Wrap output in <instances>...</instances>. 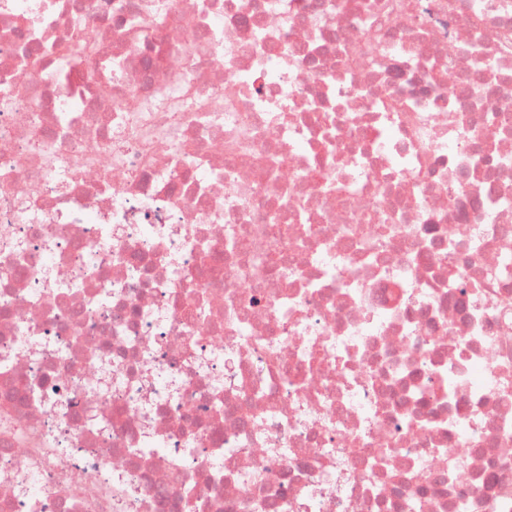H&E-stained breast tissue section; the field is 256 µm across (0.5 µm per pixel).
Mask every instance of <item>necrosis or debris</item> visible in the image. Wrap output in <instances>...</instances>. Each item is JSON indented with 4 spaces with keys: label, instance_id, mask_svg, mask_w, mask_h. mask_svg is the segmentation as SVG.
Segmentation results:
<instances>
[{
    "label": "necrosis or debris",
    "instance_id": "4bbe7bcc",
    "mask_svg": "<svg viewBox=\"0 0 512 512\" xmlns=\"http://www.w3.org/2000/svg\"><path fill=\"white\" fill-rule=\"evenodd\" d=\"M331 2L0 0V512H512V0Z\"/></svg>",
    "mask_w": 512,
    "mask_h": 512
}]
</instances>
